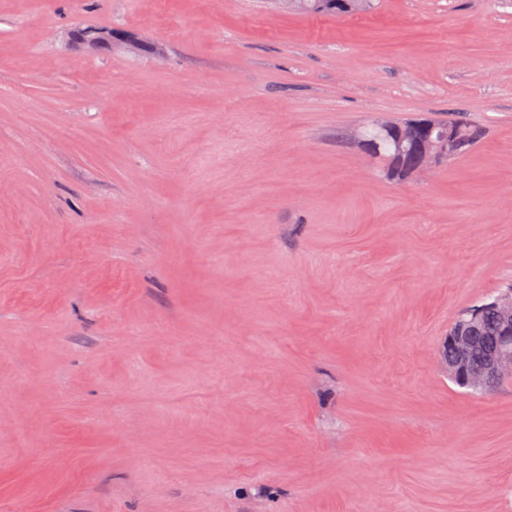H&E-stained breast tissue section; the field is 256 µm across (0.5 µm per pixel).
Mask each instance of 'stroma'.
<instances>
[{
	"label": "stroma",
	"instance_id": "stroma-1",
	"mask_svg": "<svg viewBox=\"0 0 512 512\" xmlns=\"http://www.w3.org/2000/svg\"><path fill=\"white\" fill-rule=\"evenodd\" d=\"M361 19L0 0V512H512L443 356L512 284V0ZM380 115L482 137L397 180ZM364 148L373 155L383 157L388 162V168L399 169L402 162L409 158V147L400 144L394 133L380 130L371 123L364 127Z\"/></svg>",
	"mask_w": 512,
	"mask_h": 512
}]
</instances>
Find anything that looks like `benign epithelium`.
Segmentation results:
<instances>
[{
    "instance_id": "1",
    "label": "benign epithelium",
    "mask_w": 512,
    "mask_h": 512,
    "mask_svg": "<svg viewBox=\"0 0 512 512\" xmlns=\"http://www.w3.org/2000/svg\"><path fill=\"white\" fill-rule=\"evenodd\" d=\"M376 124L383 129H395L402 143L420 145L415 165V169L420 171L452 157L460 148L457 129L450 125H436L422 119L400 124L384 115L376 118ZM494 305L499 317V335L487 349L481 373L475 375L469 368L470 332L475 324L459 325L448 335V342L455 350L454 358L448 362V374L462 386H488L512 369V295L498 297Z\"/></svg>"
}]
</instances>
